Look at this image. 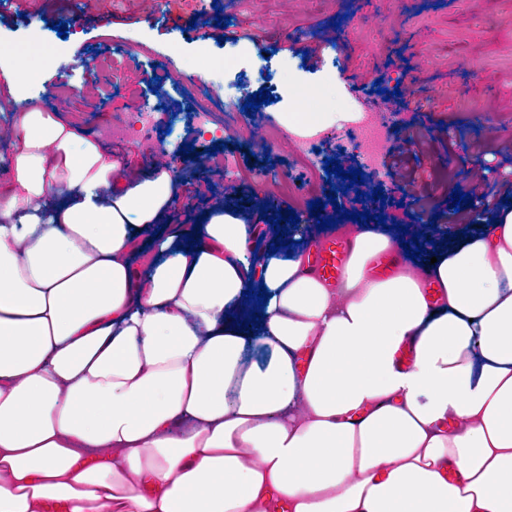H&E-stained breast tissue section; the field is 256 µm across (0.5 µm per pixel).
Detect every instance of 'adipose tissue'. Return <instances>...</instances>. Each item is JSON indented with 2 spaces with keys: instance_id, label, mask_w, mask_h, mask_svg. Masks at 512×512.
<instances>
[{
  "instance_id": "adipose-tissue-1",
  "label": "adipose tissue",
  "mask_w": 512,
  "mask_h": 512,
  "mask_svg": "<svg viewBox=\"0 0 512 512\" xmlns=\"http://www.w3.org/2000/svg\"><path fill=\"white\" fill-rule=\"evenodd\" d=\"M46 59L9 49L0 112ZM0 141V512H512V208L383 278L402 233L344 224L330 287L230 209L178 250L166 163L39 100Z\"/></svg>"
}]
</instances>
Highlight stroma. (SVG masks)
Returning a JSON list of instances; mask_svg holds the SVG:
<instances>
[{
	"label": "stroma",
	"instance_id": "obj_1",
	"mask_svg": "<svg viewBox=\"0 0 512 512\" xmlns=\"http://www.w3.org/2000/svg\"><path fill=\"white\" fill-rule=\"evenodd\" d=\"M219 15L230 18V27L216 25ZM194 19L202 22V29L191 27ZM59 22L67 25V39H60L54 29ZM330 27L336 30L335 43L318 45L320 31ZM228 29L249 30L256 37L230 41L223 37ZM35 38L55 52L40 85L63 84L76 91L72 97L44 101V108L90 132L134 166L143 161L141 151L106 136V129L139 111L154 91L165 104L154 115L158 127H167L172 113L188 112L192 106L181 88L153 78L159 67L167 66L168 52H175L177 63L193 58L218 72L235 60L244 88L235 92L232 103L214 101L212 117L220 124L226 113H233L240 131L227 140L228 152L239 161L235 188L240 192L260 190V169L285 175L295 169L288 147L257 149L247 136L256 112L244 104L268 85L259 63L272 61L290 74L288 90L264 107L281 121L298 109L295 89L320 85L321 63L332 59L337 68L326 81L335 87L336 97H314L312 109L335 113L337 128H345L355 110L345 81L349 73L370 72L380 89L400 91L408 103L403 124L390 131V143L399 149L394 165L431 175V184L415 194L399 189L392 165L364 167L360 154L332 138L317 146L320 157L336 159L346 169H363L366 190L382 189L387 223H405L408 204L417 196L436 215L441 233L455 230L459 214L448 201L477 157L501 195L512 196V114L504 112L512 106V0H20L0 7V58L8 47ZM66 41L79 44L77 60L60 54ZM107 51L125 56L131 79L123 86H105L91 72L96 53ZM404 70L410 77L403 81L399 75ZM472 86L482 89L480 100L466 95ZM474 110L494 116L492 132L472 126L469 115ZM410 118L426 131L429 148L408 144Z\"/></svg>",
	"mask_w": 512,
	"mask_h": 512
}]
</instances>
